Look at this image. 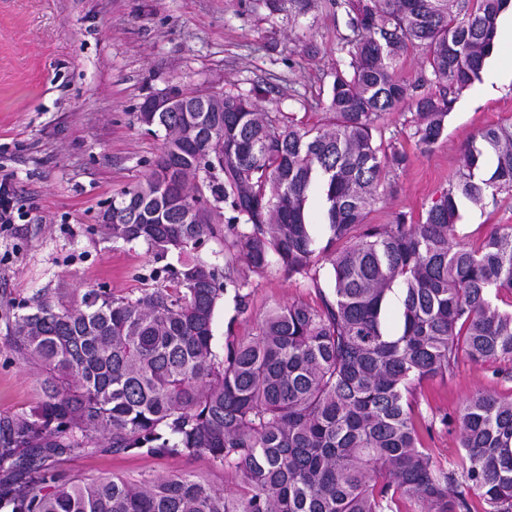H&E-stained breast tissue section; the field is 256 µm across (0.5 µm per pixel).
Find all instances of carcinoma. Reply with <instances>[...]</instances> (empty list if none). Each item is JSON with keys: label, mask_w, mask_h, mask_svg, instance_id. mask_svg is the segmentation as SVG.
Segmentation results:
<instances>
[{"label": "carcinoma", "mask_w": 512, "mask_h": 512, "mask_svg": "<svg viewBox=\"0 0 512 512\" xmlns=\"http://www.w3.org/2000/svg\"><path fill=\"white\" fill-rule=\"evenodd\" d=\"M350 71L334 74L331 117L300 126L252 97L212 91L219 112H160V155L143 180L113 193L114 243L143 242L157 261L224 240V271L199 258L153 271L137 295L89 289L79 299L39 294L5 340L45 375L43 396L0 416V512H512V395L478 393L461 415L460 470L421 441L418 388L462 357L512 359V224L481 244L454 242L458 203L512 187V125L485 128L463 170L425 218L367 222L387 168L407 154L376 144L378 122L405 104L429 149L454 99L481 79L512 0H347ZM416 45L442 91L400 79L394 62ZM491 154L495 168L477 178ZM326 204V245L306 212ZM226 211L224 227L212 216ZM333 270L320 289L316 253ZM244 258L247 270L237 268ZM277 263L319 289L321 305L267 313L258 334L212 346L219 300L234 288L249 311L247 272ZM173 285H162L159 280ZM399 324L387 319L393 287ZM95 450L191 458L241 473L235 494L191 473L138 482L76 480L58 458ZM307 208L312 223L313 235L316 239V247L319 249L325 246L327 237L324 234V229L321 224L322 213L324 210V200L318 191L309 197Z\"/></svg>", "instance_id": "carcinoma-1"}]
</instances>
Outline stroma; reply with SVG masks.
<instances>
[{"mask_svg":"<svg viewBox=\"0 0 512 512\" xmlns=\"http://www.w3.org/2000/svg\"><path fill=\"white\" fill-rule=\"evenodd\" d=\"M500 48L480 81L456 92L447 128L432 150L418 144L412 110L380 122L376 138L409 157L390 172L368 220L399 213L415 222L464 165L465 145L486 127L512 123V12L498 21ZM345 0H0V177L11 176L25 224L0 233V415L29 410L43 375L18 361L5 340L18 305L38 292L101 288L117 295L152 287L146 244H115L97 232L113 192L143 179L162 134L137 120L145 97L174 85L234 93L259 90L258 105L313 124L324 119L333 75L348 70ZM512 224V190L483 203L461 201L458 243L476 246L496 225ZM248 316L232 296L218 304L213 347L256 332L272 307H316L318 291L279 265L248 277ZM479 392L512 393V361L460 359L451 373L424 381L425 418L445 416L423 443L448 469L460 458L459 414ZM77 479L163 477L189 471L234 490L240 478L207 455L189 459L87 453L59 460Z\"/></svg>","mask_w":512,"mask_h":512,"instance_id":"1","label":"stroma"}]
</instances>
